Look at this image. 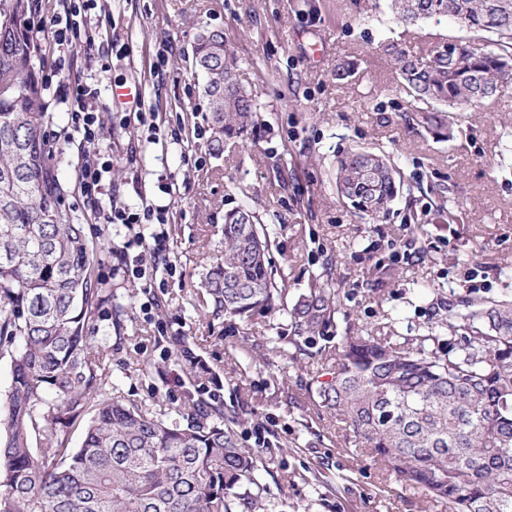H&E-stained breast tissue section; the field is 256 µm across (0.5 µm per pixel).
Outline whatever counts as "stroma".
Instances as JSON below:
<instances>
[{"label": "stroma", "instance_id": "35a3bbf8", "mask_svg": "<svg viewBox=\"0 0 512 512\" xmlns=\"http://www.w3.org/2000/svg\"><path fill=\"white\" fill-rule=\"evenodd\" d=\"M93 17L94 43L45 41L37 65L47 80L46 132L67 131L68 103L59 79L96 89L104 125L98 148L111 166L103 176L117 200L168 208V262L142 255L126 229L94 223L74 194L80 134L53 142L56 174L66 184L68 213L83 224L95 274L113 302L126 304L123 331L112 304L90 316L86 334L103 356V391L171 422L188 393L215 398L243 448L254 450L268 512H449L396 483L355 445L345 425L310 395L315 359L299 354L281 316L228 331L204 316L195 283L224 237L226 210L245 206L266 224L287 291L304 293L328 258L342 290L340 323L401 336L424 333L461 296H512V84L493 108L465 112L461 135L442 141L419 134L396 75L377 48L390 26L387 0H105ZM369 24H360L363 16ZM224 32L243 60L238 80L258 107L257 131L208 148L207 101L191 53L203 28ZM355 74L336 80L337 64ZM139 81L137 108L115 105V90ZM157 116L150 134L137 112ZM180 131L174 143L172 131ZM384 150L416 190L375 223L337 199L335 158L353 146ZM175 184L168 195L165 184ZM460 209V223L435 219L437 204ZM142 265L153 288L116 268L117 253ZM392 268L390 280L379 270ZM182 334L212 378L197 388L168 356ZM268 428L255 450L252 433Z\"/></svg>", "mask_w": 512, "mask_h": 512}]
</instances>
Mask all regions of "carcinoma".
Wrapping results in <instances>:
<instances>
[{
	"label": "carcinoma",
	"instance_id": "carcinoma-1",
	"mask_svg": "<svg viewBox=\"0 0 512 512\" xmlns=\"http://www.w3.org/2000/svg\"><path fill=\"white\" fill-rule=\"evenodd\" d=\"M406 33L447 19L468 32L441 37L421 56L388 34L378 43L411 98L408 123L448 141L456 113L490 106L512 82V0H388ZM33 0H0V342L11 385L0 403V512H267L257 460L224 425V410L190 398L169 424L119 396L99 398V354L88 351V314L109 301L94 252L64 207L44 137L46 104L34 60ZM224 32L201 31L192 67L203 78L209 150L256 124ZM337 197L376 220L411 185L390 155L364 147L336 156ZM332 267L292 307L282 304L269 234L245 207L224 213L223 246L201 277L202 310L229 329L285 316L300 352L338 331ZM448 331V350L439 348ZM320 353L334 365L313 378V399L351 428L362 448L404 487L453 512H512V298L464 297L420 336L348 329ZM185 372L203 385L206 366ZM80 446L68 429L89 405Z\"/></svg>",
	"mask_w": 512,
	"mask_h": 512
}]
</instances>
